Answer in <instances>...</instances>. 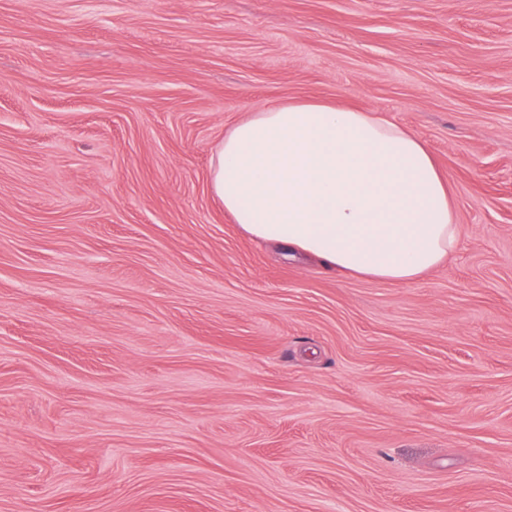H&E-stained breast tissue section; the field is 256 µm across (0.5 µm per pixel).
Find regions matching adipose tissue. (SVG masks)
Returning <instances> with one entry per match:
<instances>
[{
  "mask_svg": "<svg viewBox=\"0 0 512 512\" xmlns=\"http://www.w3.org/2000/svg\"><path fill=\"white\" fill-rule=\"evenodd\" d=\"M209 188L254 241L369 279L416 281L460 244L426 143L376 111L272 102L225 132Z\"/></svg>",
  "mask_w": 512,
  "mask_h": 512,
  "instance_id": "adipose-tissue-1",
  "label": "adipose tissue"
}]
</instances>
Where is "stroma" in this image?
I'll use <instances>...</instances> for the list:
<instances>
[{
	"label": "stroma",
	"mask_w": 512,
	"mask_h": 512,
	"mask_svg": "<svg viewBox=\"0 0 512 512\" xmlns=\"http://www.w3.org/2000/svg\"><path fill=\"white\" fill-rule=\"evenodd\" d=\"M428 145L373 281L209 190L277 100ZM0 512H512V0H0Z\"/></svg>",
	"instance_id": "stroma-1"
}]
</instances>
